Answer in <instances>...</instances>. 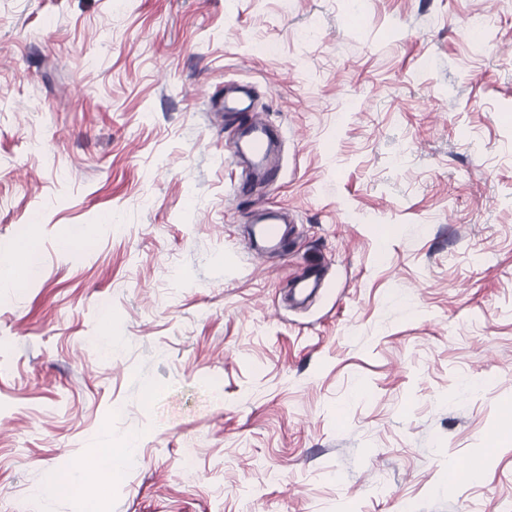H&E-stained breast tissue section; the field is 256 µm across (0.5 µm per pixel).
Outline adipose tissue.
<instances>
[{"instance_id": "1", "label": "adipose tissue", "mask_w": 512, "mask_h": 512, "mask_svg": "<svg viewBox=\"0 0 512 512\" xmlns=\"http://www.w3.org/2000/svg\"><path fill=\"white\" fill-rule=\"evenodd\" d=\"M139 461V448L130 444L123 448H108L101 456L85 460L78 469L66 473H53L48 477L49 486L55 495L70 493L82 488L88 502H95L105 482L113 474L125 471Z\"/></svg>"}]
</instances>
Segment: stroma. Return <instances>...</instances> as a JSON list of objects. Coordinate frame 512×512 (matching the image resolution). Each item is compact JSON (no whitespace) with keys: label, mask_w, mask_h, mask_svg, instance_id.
I'll use <instances>...</instances> for the list:
<instances>
[{"label":"stroma","mask_w":512,"mask_h":512,"mask_svg":"<svg viewBox=\"0 0 512 512\" xmlns=\"http://www.w3.org/2000/svg\"><path fill=\"white\" fill-rule=\"evenodd\" d=\"M254 116L271 182L229 152ZM30 235L0 512H85L41 490L97 435L139 446L100 512H512V0H0V249Z\"/></svg>","instance_id":"stroma-1"}]
</instances>
